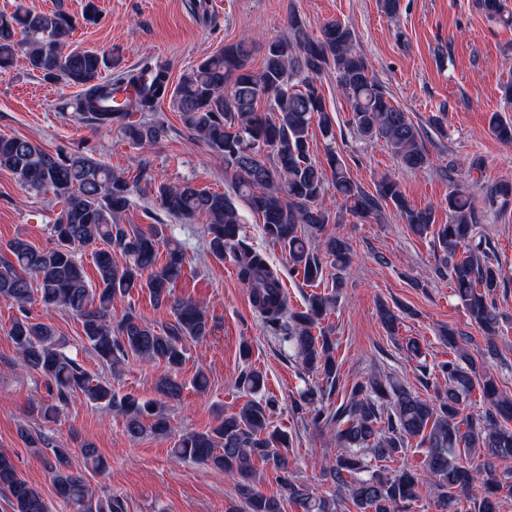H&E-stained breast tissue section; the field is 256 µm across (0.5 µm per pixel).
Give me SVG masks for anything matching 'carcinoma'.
<instances>
[{
  "label": "carcinoma",
  "mask_w": 512,
  "mask_h": 512,
  "mask_svg": "<svg viewBox=\"0 0 512 512\" xmlns=\"http://www.w3.org/2000/svg\"><path fill=\"white\" fill-rule=\"evenodd\" d=\"M481 6L487 15L512 25L504 0H482ZM74 29L73 17L61 6L47 12L21 7L0 12V72L12 69L17 52L23 51L29 70L43 80L79 88L76 111L81 118L97 127L119 129L130 144L142 149L167 135V127L149 113L168 97L195 139L224 157L232 182L229 193L210 192L188 181L170 185L153 178L143 162L132 180L88 155L48 152L28 138L0 136V169L10 171L27 190L50 192L63 203L50 225V245L40 249L16 237L0 250V299L19 312L11 318L8 337L17 365L44 382L49 400L38 406L44 419L57 420L78 395L120 417L133 439L166 438L173 432L166 405L180 400L185 390L179 373L187 360L186 342L204 339L210 329L203 305L175 295L184 276L185 252L170 245L164 261H159L166 225L152 224L144 231L119 223L134 185L141 181L150 186L167 215L184 223L206 217L208 252L234 258L238 278L265 327L292 344L309 373L336 379V341L321 323L336 307L343 277H335L331 293L311 295L306 310H292L280 296L281 280L267 256L241 235L236 198L261 216L265 236L288 251L289 270L310 284L323 281L326 267L341 272L351 263L349 244L325 233L327 225L341 223L343 211L367 218L382 205H392L413 235L431 238L438 252L432 274L448 279L471 324L485 336L486 354L497 356L494 338L501 327L496 299L505 274L489 240L476 229L485 210L512 204V183L486 187L483 209L476 205L471 187L453 185L448 192V223L439 224L435 209L411 206L395 180L382 178L371 195L351 179L345 161L333 149H327L323 162L310 155L312 124L334 139L333 116L318 86L321 75L333 66L337 89L350 103L356 133L384 143L407 169L432 165L420 130L391 102L371 63L354 49L355 34L348 25L328 21L314 37L294 14L287 34L266 44L260 69L250 66L251 46L242 39L203 58L172 89L167 67L158 60L148 58L136 68L121 70L108 54L66 49L65 39ZM112 68L113 77L103 79L102 73ZM121 94L125 98L120 102ZM262 100L267 103L263 111L258 109ZM488 130L497 140L512 144V121L500 113L490 115ZM330 188L342 200L336 212L321 202ZM88 247L93 248V279L78 259ZM116 251L124 263L114 261ZM136 291L147 292L154 307L167 310L172 321L159 328L130 305L120 320L112 321L114 304L131 299ZM35 302L47 312H71L86 343L111 373L120 374L131 356L163 366L157 398L122 394L110 378L90 374L65 352L49 319L28 315V305ZM378 317L387 332L398 331L400 315L389 305H379ZM444 337L453 357L439 365V372L448 388L430 398L370 374L356 382L333 411L324 404L320 387L306 388L295 401V410L311 424L335 425L337 453L325 468L326 480L335 488L329 495L288 478L291 438L271 425L275 400L255 398L265 378L249 366L237 380L248 400L231 414L219 413L209 430L181 435L173 458L224 471L235 481L245 512H284L281 499L258 489V460L276 474L288 500L301 512H340L348 502L356 512H399L427 494L435 495L444 512H462L461 493L476 479L485 489L477 512H499L500 500L512 498V472L499 471L494 464L512 459V399L500 394L494 374L471 359L454 331ZM477 388L486 410L464 417V406ZM21 436L51 453L46 466L56 499L76 512H125L121 499L97 495L82 473L73 470L69 449L52 448L47 438L25 429ZM413 439L424 448L419 468L390 473L371 469V461L393 460ZM478 451L485 454L482 463L463 462ZM81 455L92 471L102 475L108 470L94 446L83 445ZM0 494L13 512H51L41 491L4 453Z\"/></svg>",
  "instance_id": "1"
}]
</instances>
